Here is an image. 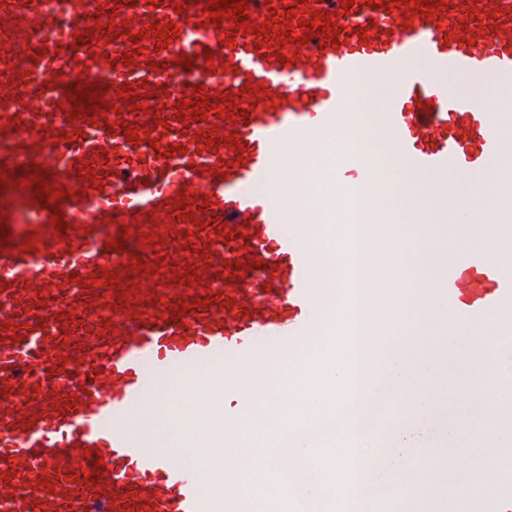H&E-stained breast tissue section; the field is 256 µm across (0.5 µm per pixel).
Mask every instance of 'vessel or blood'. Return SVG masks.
Listing matches in <instances>:
<instances>
[{
	"label": "vessel or blood",
	"mask_w": 512,
	"mask_h": 512,
	"mask_svg": "<svg viewBox=\"0 0 512 512\" xmlns=\"http://www.w3.org/2000/svg\"><path fill=\"white\" fill-rule=\"evenodd\" d=\"M120 2L65 0L60 23L44 0H0V512H272L244 495L236 473L161 450L152 418L181 406L171 380L193 378L200 392L209 368L224 373L225 440H238L245 408L285 403L257 375L321 335L320 307L332 298L317 297V258L302 244L314 225L290 223L281 200L303 190L313 125L351 131L350 79L371 81L384 105L365 119L403 172L395 184L411 224H424L417 201L435 191L430 173H476L500 159L512 97L486 112L464 89L512 80V0L428 12L391 0L347 9L342 0H247L241 28L230 15L206 21L209 0ZM314 8L338 35L302 25ZM275 11L290 12L289 23L255 37ZM171 24L178 36L157 47L151 26ZM131 52L135 63L124 64ZM104 67L108 112L70 101L68 89L93 84ZM201 95L198 121L182 103ZM127 124L139 140L124 135ZM35 171L62 192L58 203L39 200ZM419 270L423 285L447 293L449 315L480 325L512 312L511 265L476 250L448 265L428 250ZM472 346L493 351V373L467 393L446 387L430 405H463L512 431V410L490 388L512 358V335L476 336ZM399 403L388 392L389 424L425 425ZM481 454L478 478L492 494L472 512H512L497 440ZM441 459L455 473L471 468L445 439L415 462L384 452L373 465L420 485Z\"/></svg>",
	"instance_id": "b4317fda"
}]
</instances>
